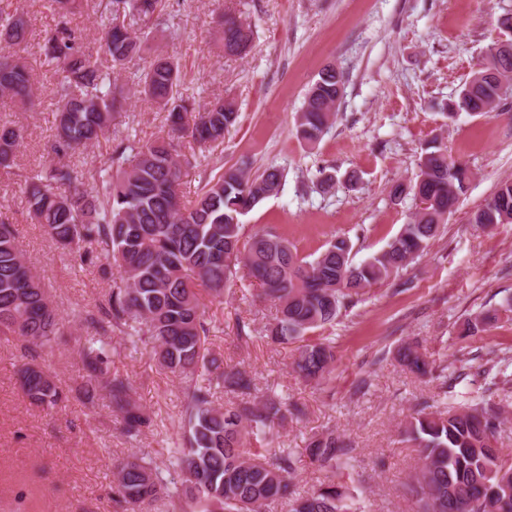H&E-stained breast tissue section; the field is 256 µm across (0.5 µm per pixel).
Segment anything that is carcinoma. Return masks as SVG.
<instances>
[{"label":"carcinoma","mask_w":512,"mask_h":512,"mask_svg":"<svg viewBox=\"0 0 512 512\" xmlns=\"http://www.w3.org/2000/svg\"><path fill=\"white\" fill-rule=\"evenodd\" d=\"M99 12L100 54L93 55L71 26L83 0H46L56 17L41 46L54 67L56 107L48 158L19 187L30 218L49 237L83 262L99 263L105 277L117 272L107 297L73 321L88 329L80 345V393L85 403L108 399L122 416L129 443L138 442L152 419L133 403L131 385L111 369L116 336L132 347L153 344L159 366L194 384L187 395L184 442L167 449L161 471L132 452L113 465V501L122 512H144L165 498L170 512H261L271 501L288 500L289 512H365L348 491L353 448L334 429L311 438L306 452L324 479L305 496H292L299 457L290 448L266 443L279 423L304 411L277 396L256 400L254 378L224 364L207 346L205 297L219 298L237 279L248 276L261 298L275 303L277 315L264 326L274 344H294L295 369L306 381L327 382L336 354L326 337L306 335L333 324L362 301L368 287L399 275L420 257L439 233L466 188L470 170L448 160L437 140L423 148L415 180L394 186L395 199L431 201L381 251L359 264L353 244L336 237L322 250L303 255L271 228L247 235L241 217L280 192L284 169L270 166L252 175L248 162L208 177L193 200L180 189L182 164L206 157L238 119L234 102L200 103L180 90V67L156 57L133 73L137 92L168 112L170 132L152 141L136 130L117 134L113 112L125 101L124 87L112 76L145 50L149 23L162 15L167 0H91ZM22 13L0 9V93L35 105L30 70L16 54L27 40ZM224 54L241 56L253 41L251 25L226 15ZM512 78V55L489 49L483 66L459 92L448 117L459 112L490 113L498 93L488 73ZM344 75L325 67L310 86L296 120V135L318 143L336 118ZM109 145L98 163L84 151ZM22 144L21 129L0 122V169H10ZM188 147L190 153L183 152ZM512 223V182L502 183L472 217L482 227ZM512 312V295L497 308L467 319L462 335L472 336ZM65 327L49 294L28 265L12 225L0 221V336H20L33 352L59 345ZM408 372L427 376L433 368L412 343L397 349ZM22 389L31 405L49 411L65 395L58 380L31 360L23 364ZM236 394L230 407L214 405V391ZM502 413L485 397L456 401L444 411L421 408L401 430L419 448L421 465L404 484L417 512H512V460L497 443Z\"/></svg>","instance_id":"1"}]
</instances>
